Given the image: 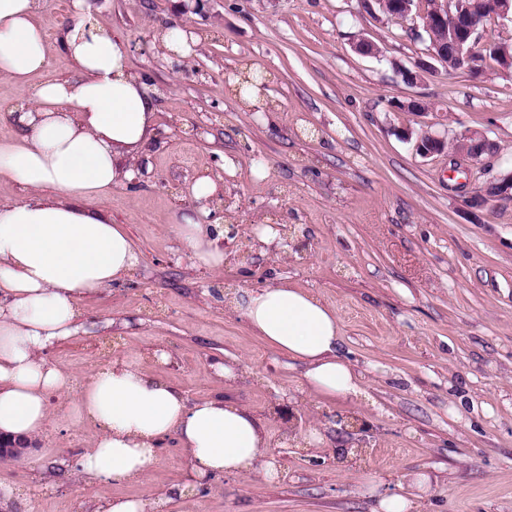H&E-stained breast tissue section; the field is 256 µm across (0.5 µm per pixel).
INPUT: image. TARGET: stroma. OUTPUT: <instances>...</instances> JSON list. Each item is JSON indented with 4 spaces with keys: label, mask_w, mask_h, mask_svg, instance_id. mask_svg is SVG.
Instances as JSON below:
<instances>
[{
    "label": "stroma",
    "mask_w": 512,
    "mask_h": 512,
    "mask_svg": "<svg viewBox=\"0 0 512 512\" xmlns=\"http://www.w3.org/2000/svg\"><path fill=\"white\" fill-rule=\"evenodd\" d=\"M93 3L157 102L139 185L113 186L101 205L139 264L130 284L81 299L86 333L45 359L75 387L121 358L188 403L227 398L266 424L263 461L285 457L274 479L256 469L203 488L171 437L145 478L89 481L73 458L95 430L71 422L55 394L26 455L0 462L11 512H93L112 496L150 503L174 485L186 493L169 512H382L392 494L409 500L406 512H512V201L473 214L455 189L512 166V71H445L411 21L360 0ZM71 10L72 0H43L36 16L49 48L42 80L71 73L57 43ZM171 23L198 38L181 66L161 43ZM359 37L382 55L356 52ZM420 59L430 67L415 69ZM248 69L263 76L266 111L229 91ZM412 99L425 112L404 110ZM408 129L447 138L479 129L500 154L453 173L446 155H418ZM203 175L222 186L213 215L237 226L240 245L280 224L287 242L241 260L225 252L220 270L200 266L171 226L198 207L191 188ZM283 283L335 310L360 396L312 393L301 366L226 304L233 292ZM218 363L237 379L224 380Z\"/></svg>",
    "instance_id": "stroma-1"
}]
</instances>
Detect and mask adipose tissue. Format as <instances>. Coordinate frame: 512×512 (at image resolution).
Instances as JSON below:
<instances>
[{"label":"adipose tissue","instance_id":"adipose-tissue-1","mask_svg":"<svg viewBox=\"0 0 512 512\" xmlns=\"http://www.w3.org/2000/svg\"><path fill=\"white\" fill-rule=\"evenodd\" d=\"M41 5L0 0V76L22 100L7 112L15 134L0 140V180L28 191L0 202V434L26 442L47 428L49 396L69 388L44 352L83 333L80 296L111 289L139 263L128 235L97 205L113 186L132 181L130 164L119 158H138L156 112L144 77L127 67V47L101 30L90 0H72L59 29L72 76L30 89V76L48 64L35 21ZM206 215L182 212L174 231L200 265L217 270L224 230ZM228 305L252 334L303 365L314 393H360V376L338 353L336 312L319 297L284 284L237 293ZM70 416L97 430L74 462L85 476L142 478L171 436L195 479L258 467L274 475L261 461L266 427L250 410L221 397L187 404L180 390L130 361L113 362L74 389Z\"/></svg>","mask_w":512,"mask_h":512}]
</instances>
